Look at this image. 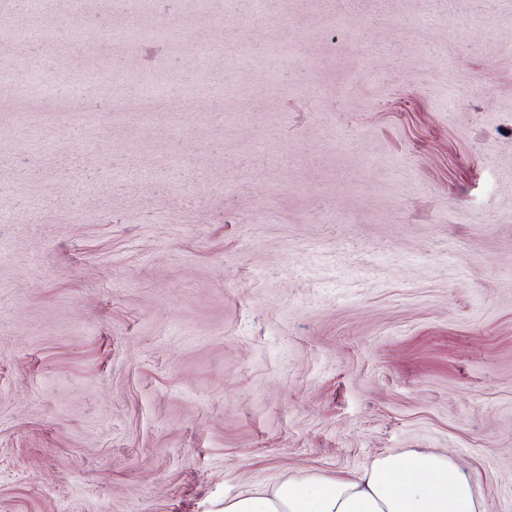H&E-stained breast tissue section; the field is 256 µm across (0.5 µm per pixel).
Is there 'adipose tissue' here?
I'll return each mask as SVG.
<instances>
[{
  "label": "adipose tissue",
  "mask_w": 512,
  "mask_h": 512,
  "mask_svg": "<svg viewBox=\"0 0 512 512\" xmlns=\"http://www.w3.org/2000/svg\"><path fill=\"white\" fill-rule=\"evenodd\" d=\"M223 512H490L471 473L443 452L383 454L352 477L306 474L224 501Z\"/></svg>",
  "instance_id": "ef3b65f1"
}]
</instances>
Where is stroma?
<instances>
[{
  "instance_id": "35a3bbf8",
  "label": "stroma",
  "mask_w": 512,
  "mask_h": 512,
  "mask_svg": "<svg viewBox=\"0 0 512 512\" xmlns=\"http://www.w3.org/2000/svg\"><path fill=\"white\" fill-rule=\"evenodd\" d=\"M12 22L51 38L0 81V512H222L404 450L512 512V0ZM353 7L346 9L340 0H327L325 3L334 11L336 22L341 25H357L386 10L388 0L352 1Z\"/></svg>"
}]
</instances>
